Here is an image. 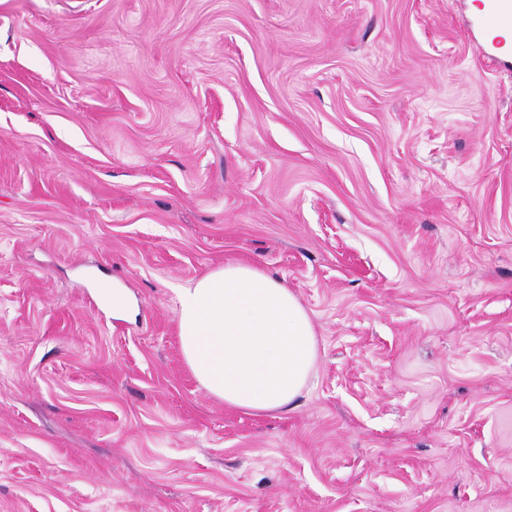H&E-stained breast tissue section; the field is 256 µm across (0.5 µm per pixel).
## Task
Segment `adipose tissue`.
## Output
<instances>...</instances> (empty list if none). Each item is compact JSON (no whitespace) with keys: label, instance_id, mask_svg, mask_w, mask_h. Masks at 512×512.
Wrapping results in <instances>:
<instances>
[{"label":"adipose tissue","instance_id":"obj_1","mask_svg":"<svg viewBox=\"0 0 512 512\" xmlns=\"http://www.w3.org/2000/svg\"><path fill=\"white\" fill-rule=\"evenodd\" d=\"M178 306L181 352L202 387L232 408L287 410L313 371L317 337L283 280L227 264L181 288Z\"/></svg>","mask_w":512,"mask_h":512}]
</instances>
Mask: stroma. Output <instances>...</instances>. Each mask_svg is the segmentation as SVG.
<instances>
[{
    "label": "stroma",
    "mask_w": 512,
    "mask_h": 512,
    "mask_svg": "<svg viewBox=\"0 0 512 512\" xmlns=\"http://www.w3.org/2000/svg\"><path fill=\"white\" fill-rule=\"evenodd\" d=\"M481 2L0 0V512H512ZM227 262L312 319L288 411L182 358L178 290Z\"/></svg>",
    "instance_id": "1"
}]
</instances>
